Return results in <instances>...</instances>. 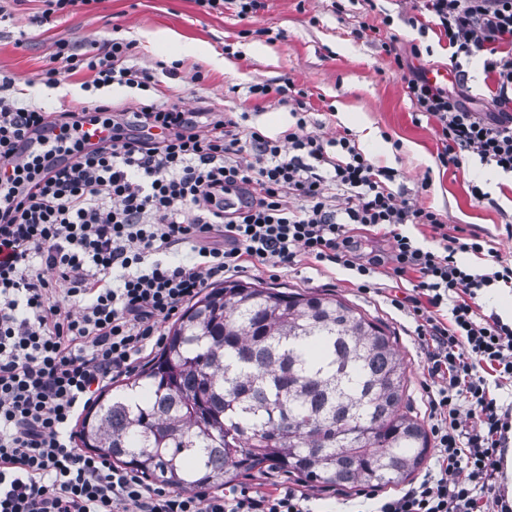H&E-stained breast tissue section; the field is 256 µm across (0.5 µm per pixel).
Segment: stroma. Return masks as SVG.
I'll use <instances>...</instances> for the list:
<instances>
[{
  "label": "stroma",
  "instance_id": "obj_1",
  "mask_svg": "<svg viewBox=\"0 0 512 512\" xmlns=\"http://www.w3.org/2000/svg\"><path fill=\"white\" fill-rule=\"evenodd\" d=\"M416 6V0H377L372 11L365 0H342L338 9L332 0H268L267 10L242 21L229 10L206 13L196 0H101L95 8L40 24L35 0H25L16 9V24L0 27V81H7V95L48 112L101 99L130 107L140 90L118 85L85 90L78 76L54 88L34 80L58 40L80 46L125 39L136 44L135 64L153 70L163 100L196 113L202 125L225 110L249 111L251 125L272 138L292 122V104L249 98V86L307 87L308 130L327 137L349 132L367 157L398 170L394 193L442 214L456 235H478L481 251L460 253L456 259L486 273L497 262L512 263V234L506 231L512 225V173L483 164L470 152L460 168L439 166L433 122L414 111L402 76L392 70L379 40L360 32L369 25L380 28L382 37L394 36L397 52L413 71L448 67L447 41L413 25ZM22 31L28 38L20 44L16 38ZM415 44L423 48L417 58L410 52ZM175 60L179 69L166 71V64ZM466 69L467 85L451 80L448 90L460 92L474 111H492L494 85L486 79L481 59L473 58ZM198 70L206 76L200 84L191 80ZM474 184L481 187L482 197L472 196ZM241 278L288 292L332 293L381 321L407 367L410 414L426 422L425 351L412 315L401 305L411 286L392 277L389 265L379 267L375 281L380 289L370 293L357 287L352 271L308 259L290 268L252 269Z\"/></svg>",
  "mask_w": 512,
  "mask_h": 512
}]
</instances>
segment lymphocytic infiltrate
Here are the masks:
<instances>
[{
	"label": "lymphocytic infiltrate",
	"mask_w": 512,
	"mask_h": 512,
	"mask_svg": "<svg viewBox=\"0 0 512 512\" xmlns=\"http://www.w3.org/2000/svg\"><path fill=\"white\" fill-rule=\"evenodd\" d=\"M419 23L445 37L459 83L464 61L478 57L496 86L495 112H475L391 53L412 105L434 123L440 165L459 167L472 151L512 172V0H421ZM133 48L115 39L79 54L57 42L39 80L54 86L88 71L98 86L149 90L154 76L130 66ZM96 109L112 136L91 146L72 137L85 107L44 112L0 96V171L17 185L38 182L0 210V512H312L314 494L290 487L221 496L151 487L80 453L71 425L94 386L126 371L218 276L305 257L341 264L369 290L381 261L357 258L358 227L391 239L392 273L411 279L410 312L436 386L434 468L375 499L371 512H512L497 490L512 415L485 377L512 381V324L472 304L476 291L512 281V266L490 274L459 266L456 253L480 243L448 236L442 214L392 192L397 170L374 164L350 135L307 131L301 114L273 139L245 112L199 130L176 103ZM48 127L67 162L47 170L21 148ZM403 224L430 227L439 248L419 246ZM182 248L190 260L163 261Z\"/></svg>",
	"instance_id": "f902f5d3"
}]
</instances>
